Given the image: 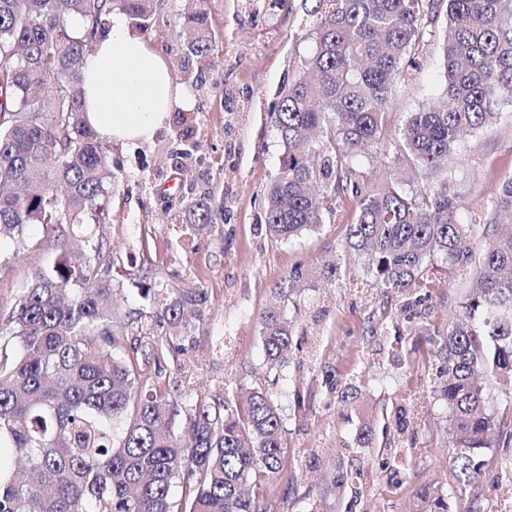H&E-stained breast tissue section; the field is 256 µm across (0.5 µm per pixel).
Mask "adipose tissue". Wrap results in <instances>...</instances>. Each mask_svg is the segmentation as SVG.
<instances>
[{
  "mask_svg": "<svg viewBox=\"0 0 512 512\" xmlns=\"http://www.w3.org/2000/svg\"><path fill=\"white\" fill-rule=\"evenodd\" d=\"M80 79L88 124L117 143L152 142L171 112L192 104L167 60L118 14L84 59Z\"/></svg>",
  "mask_w": 512,
  "mask_h": 512,
  "instance_id": "adipose-tissue-1",
  "label": "adipose tissue"
}]
</instances>
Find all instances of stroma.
<instances>
[{
    "label": "stroma",
    "mask_w": 512,
    "mask_h": 512,
    "mask_svg": "<svg viewBox=\"0 0 512 512\" xmlns=\"http://www.w3.org/2000/svg\"><path fill=\"white\" fill-rule=\"evenodd\" d=\"M192 6V0H161L148 24L128 21L164 55L195 107L173 112L154 142L109 144L112 181L101 200L106 223L93 225L87 242L46 238L38 225L26 228L23 242L0 241V354L17 352L6 321L35 273L64 259L91 263L118 289L114 308L123 327L114 356L162 345L159 361L141 363L140 371L177 401L176 424L198 398L221 396L228 387L272 388L288 464L260 499L261 512H412L414 488L423 481L451 491L450 512H501L511 493L505 468L512 444L483 450L477 484L457 483L445 444L448 408L430 396L437 380L434 342L459 312L456 291L447 285L451 273L429 300L376 328L377 297L348 284L362 273L345 243L356 199L339 198L336 217L295 241L265 232L266 193L284 152L273 113L313 47L305 0H206L215 47L204 60L185 45ZM419 56L423 68L410 90L395 97L376 154L354 161L361 182L397 173L400 116L443 88L437 44L420 45ZM511 175L512 127L484 129L456 142L448 192L476 211ZM202 201L211 208L210 224L194 229L178 222ZM328 261L342 264L346 280L331 285L308 278L286 307L298 322L297 347L284 368L268 370L258 319L271 288L295 267ZM155 286L191 301L199 320L170 326L164 302L146 294ZM346 386L355 402L340 401ZM405 403L418 419L410 436L385 419ZM364 424L376 432L370 448L355 441Z\"/></svg>",
    "instance_id": "obj_1"
}]
</instances>
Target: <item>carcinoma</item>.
Listing matches in <instances>:
<instances>
[{
  "mask_svg": "<svg viewBox=\"0 0 512 512\" xmlns=\"http://www.w3.org/2000/svg\"><path fill=\"white\" fill-rule=\"evenodd\" d=\"M198 0L185 18L187 48L214 50ZM158 0H0V240H22L31 224L56 238L106 220L111 177L103 138L82 119L79 68L105 17L118 9L148 22ZM314 47L282 92L274 125L284 147L267 193L266 231L291 242L336 215L339 196L358 199L346 239L369 257L359 285L402 313L430 296L441 263L463 288L459 314L436 340L433 395L448 405L457 482L480 478L483 448L512 442V416L495 418L479 374L512 383V177L492 194L477 224L448 195V157L459 136L512 125V0H315ZM438 43L441 95L407 112L395 163L414 184L361 183L353 161L379 144L392 96L420 67L416 53ZM183 220L211 221L198 203ZM293 272L261 313L265 362H288L296 333L283 314L304 282ZM112 280L93 265L56 263L24 288L10 314L13 359L0 360V512H257L260 493L283 469L287 447L272 391L224 389L219 415L204 400L176 432L177 403L147 387L136 357L106 351ZM171 324L197 317L181 300ZM181 487V498L171 494ZM421 512H448V495L422 486Z\"/></svg>",
  "mask_w": 512,
  "mask_h": 512,
  "instance_id": "obj_1",
  "label": "carcinoma"
}]
</instances>
